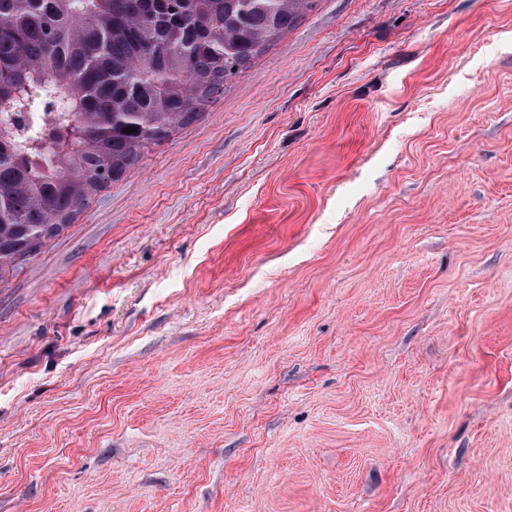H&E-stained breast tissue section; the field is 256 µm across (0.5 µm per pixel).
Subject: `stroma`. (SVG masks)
I'll use <instances>...</instances> for the list:
<instances>
[{
  "instance_id": "1",
  "label": "stroma",
  "mask_w": 512,
  "mask_h": 512,
  "mask_svg": "<svg viewBox=\"0 0 512 512\" xmlns=\"http://www.w3.org/2000/svg\"><path fill=\"white\" fill-rule=\"evenodd\" d=\"M0 512H512V0H315L5 272Z\"/></svg>"
}]
</instances>
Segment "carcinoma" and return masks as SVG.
Returning <instances> with one entry per match:
<instances>
[{
	"label": "carcinoma",
	"instance_id": "carcinoma-1",
	"mask_svg": "<svg viewBox=\"0 0 512 512\" xmlns=\"http://www.w3.org/2000/svg\"><path fill=\"white\" fill-rule=\"evenodd\" d=\"M313 4L0 0V273L195 120ZM29 112L49 114L51 131Z\"/></svg>",
	"mask_w": 512,
	"mask_h": 512
}]
</instances>
